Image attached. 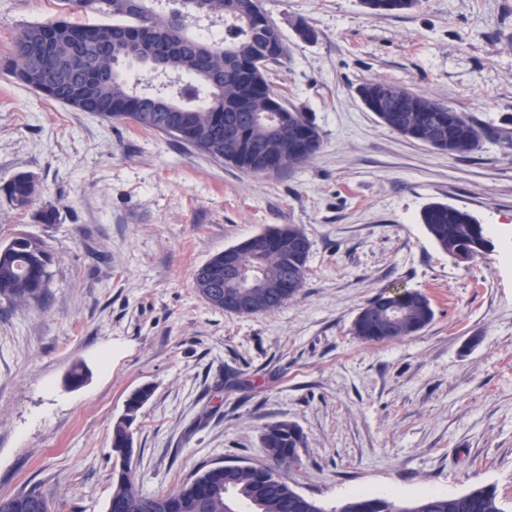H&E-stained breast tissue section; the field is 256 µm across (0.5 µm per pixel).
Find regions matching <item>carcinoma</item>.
<instances>
[{
	"mask_svg": "<svg viewBox=\"0 0 512 512\" xmlns=\"http://www.w3.org/2000/svg\"><path fill=\"white\" fill-rule=\"evenodd\" d=\"M164 0H57L53 20L23 27L14 47V76L48 98L99 117L134 121L135 113L118 110L139 99H164L175 105L196 102L188 113L187 129L175 140L202 150L247 174L278 175L311 159L321 145L318 126L309 114L288 109V126L276 125L270 111L268 66L286 56V48L267 56L259 48L280 33L262 8L253 14L224 13V0H205L209 11L187 16L185 26L202 19L224 22V39L216 42L189 33L176 35L158 11ZM417 0H361L370 13L403 12ZM75 13L95 15L97 23L70 19ZM147 42L166 63L164 73L139 88L119 72L108 75L111 50L117 32ZM30 44L49 56H64L80 47L84 55L72 66V78L47 84L30 67L17 47ZM91 81L95 100L86 101L78 88ZM356 92L365 107L377 105L374 114L390 130L413 141L465 157L479 148L482 131L464 113L414 93L384 79L360 84ZM19 209L28 207L36 194V182L28 173L13 176L3 188ZM421 222L434 243L445 253L472 259L493 248L486 228L468 211L430 203ZM262 251L246 239L231 247L240 268L256 273L251 291L258 308L241 316L275 311L293 301L304 287L311 242L296 225H275L261 232ZM52 253L39 237L18 232L0 243V300L26 306L45 300L51 278ZM195 287L208 288L212 299L224 300V253L203 264L194 275ZM435 316L430 300L416 290L381 291L360 309L353 334L365 342L401 340L420 333ZM152 389L133 391L127 403L137 412L151 397ZM134 417L122 416L114 425L111 447L123 459V470L114 480L111 512H315L312 500L303 498L282 476L299 464L306 448L302 430L293 422L268 424L261 436L263 452L274 463L256 469L230 471L200 468L177 490L146 496L130 474V427ZM419 503L422 512H505L492 485L473 487L457 496L427 495ZM6 512H49L46 499L34 490L20 492L4 503ZM396 500L358 495L344 512H398Z\"/></svg>",
	"mask_w": 512,
	"mask_h": 512,
	"instance_id": "cac0c4a2",
	"label": "carcinoma"
}]
</instances>
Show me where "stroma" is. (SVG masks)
<instances>
[{
  "label": "stroma",
  "instance_id": "1",
  "mask_svg": "<svg viewBox=\"0 0 512 512\" xmlns=\"http://www.w3.org/2000/svg\"><path fill=\"white\" fill-rule=\"evenodd\" d=\"M288 49L272 88L310 113L316 155L253 175L124 120L47 99L9 72L19 29L54 0H0V187L34 175L32 204L0 191V240L42 238L47 299L0 301V496L41 493L51 512H105L112 430L137 388L131 427L143 494L176 490L228 458L260 463L267 423L306 437L288 474L326 507L362 491L410 502L492 484L512 512V0H418L370 14L359 0H260ZM305 22L315 42L295 32ZM382 78L484 128L458 158L382 125L356 89ZM441 202L494 226L492 253L452 260L420 222ZM52 208L56 223L38 214ZM312 244L297 299L238 316L198 294L196 269L271 225ZM434 307L421 333L353 336L380 290ZM90 377L69 387L73 365Z\"/></svg>",
  "mask_w": 512,
  "mask_h": 512
}]
</instances>
